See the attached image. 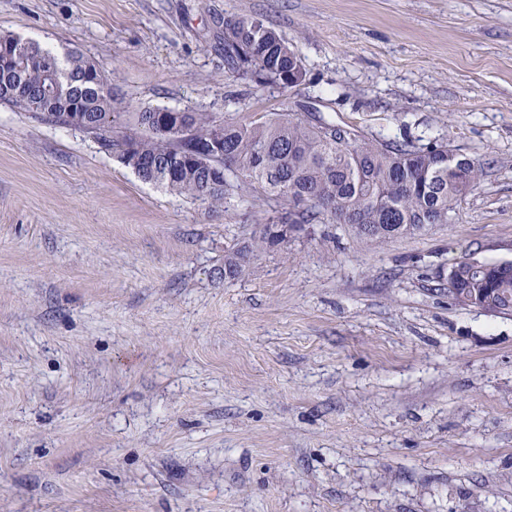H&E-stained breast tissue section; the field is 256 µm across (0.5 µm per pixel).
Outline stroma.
<instances>
[{
  "label": "stroma",
  "mask_w": 512,
  "mask_h": 512,
  "mask_svg": "<svg viewBox=\"0 0 512 512\" xmlns=\"http://www.w3.org/2000/svg\"><path fill=\"white\" fill-rule=\"evenodd\" d=\"M298 52L286 90L224 71L216 21ZM0 34L76 48L123 114L286 112L445 144L482 180L382 243L142 181L0 106V512H512V314L459 307L462 256L512 261V0H0ZM267 225L264 233L258 238H253L250 242H245L240 246L234 247L224 254V277L233 280L240 276L249 266L251 260L257 253L267 245L274 244L282 239V234H275L272 226Z\"/></svg>",
  "instance_id": "stroma-1"
}]
</instances>
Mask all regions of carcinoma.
Segmentation results:
<instances>
[{"mask_svg": "<svg viewBox=\"0 0 512 512\" xmlns=\"http://www.w3.org/2000/svg\"><path fill=\"white\" fill-rule=\"evenodd\" d=\"M301 62L293 47L264 20L248 16L224 18V67L256 85L275 83L284 89L302 85L295 67ZM99 73L98 64L78 51L65 54V66L38 43L24 40L13 52L0 54V105L57 126H65L70 108L89 117L92 130L117 120L120 103L108 81L83 85L80 76ZM164 108L140 113L145 136L123 141L98 135L109 150H131L149 161L137 171L179 198L225 207L228 196L273 203L278 207L306 199L292 225L332 221L348 224L371 240L383 241L448 223V213L482 178L480 163L450 168L440 162L448 147L420 148L412 143H386L346 137L341 128L316 119L282 117L251 125L231 122L213 112H181L191 137L176 141L160 125ZM209 145L224 147V183L210 178L206 165L186 160L171 170L181 152ZM279 241L272 226L224 254V279L233 280L264 247ZM449 299L471 300L497 313H512V262L482 263L463 257L448 271Z\"/></svg>", "mask_w": 512, "mask_h": 512, "instance_id": "carcinoma-1", "label": "carcinoma"}]
</instances>
